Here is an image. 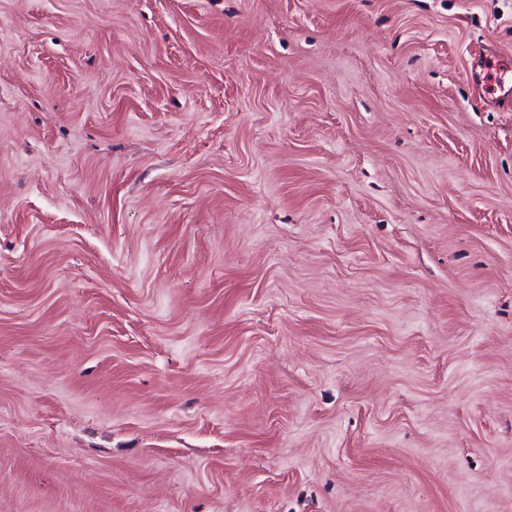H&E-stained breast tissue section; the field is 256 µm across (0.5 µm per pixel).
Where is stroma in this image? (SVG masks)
I'll use <instances>...</instances> for the list:
<instances>
[{"label":"stroma","instance_id":"1","mask_svg":"<svg viewBox=\"0 0 512 512\" xmlns=\"http://www.w3.org/2000/svg\"><path fill=\"white\" fill-rule=\"evenodd\" d=\"M512 0H0V512H512ZM478 66L480 71L472 73L471 79L482 92L480 99L502 112H512V64L509 60L501 62L494 55H484Z\"/></svg>","mask_w":512,"mask_h":512}]
</instances>
